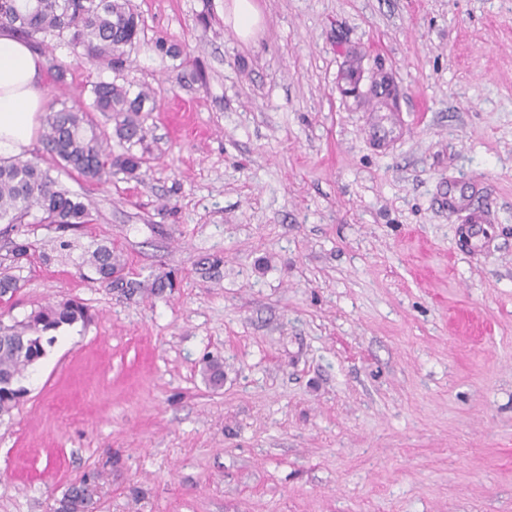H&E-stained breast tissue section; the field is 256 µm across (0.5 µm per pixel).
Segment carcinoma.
<instances>
[{
  "label": "carcinoma",
  "instance_id": "obj_1",
  "mask_svg": "<svg viewBox=\"0 0 512 512\" xmlns=\"http://www.w3.org/2000/svg\"><path fill=\"white\" fill-rule=\"evenodd\" d=\"M0 28H9L20 37L68 36V44L97 64L112 68L123 65L126 56L142 44L141 16L130 0H0ZM93 99L86 108L48 106L42 134L43 150L30 159L0 156V233L9 238V255L14 265L31 256L34 244L27 238H11L21 228L46 225L63 233L93 221L81 197L62 188L50 175L46 164L70 175L105 185L112 171L138 177L145 159L131 151L147 137L141 116L149 91L130 97L120 85L100 82L92 89ZM102 112L115 124V134L130 148L119 154L108 149L104 133L87 132L88 113ZM39 214L30 223L27 218ZM82 264L90 266L100 283L114 288L112 273L117 271L112 248L98 243L82 254ZM19 289L18 279L9 268L0 270V297L12 299ZM91 314L80 300L66 298L39 306L22 320L0 322V417L10 415L27 394L20 385L24 373L45 353V338L63 325L87 323Z\"/></svg>",
  "mask_w": 512,
  "mask_h": 512
}]
</instances>
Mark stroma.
Here are the masks:
<instances>
[{
  "mask_svg": "<svg viewBox=\"0 0 512 512\" xmlns=\"http://www.w3.org/2000/svg\"><path fill=\"white\" fill-rule=\"evenodd\" d=\"M224 2L132 0L119 69L35 48L45 101L150 90L139 178L52 172L93 215L72 241L142 288L20 270L1 322L68 295L92 319L0 418V512L86 475L98 512H512V0H256L250 42ZM452 180L493 214L478 252Z\"/></svg>",
  "mask_w": 512,
  "mask_h": 512,
  "instance_id": "obj_1",
  "label": "stroma"
}]
</instances>
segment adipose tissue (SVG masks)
Instances as JSON below:
<instances>
[{
	"instance_id": "obj_1",
	"label": "adipose tissue",
	"mask_w": 512,
	"mask_h": 512,
	"mask_svg": "<svg viewBox=\"0 0 512 512\" xmlns=\"http://www.w3.org/2000/svg\"><path fill=\"white\" fill-rule=\"evenodd\" d=\"M42 60L27 41L0 31V154L17 155L32 143L43 114Z\"/></svg>"
}]
</instances>
